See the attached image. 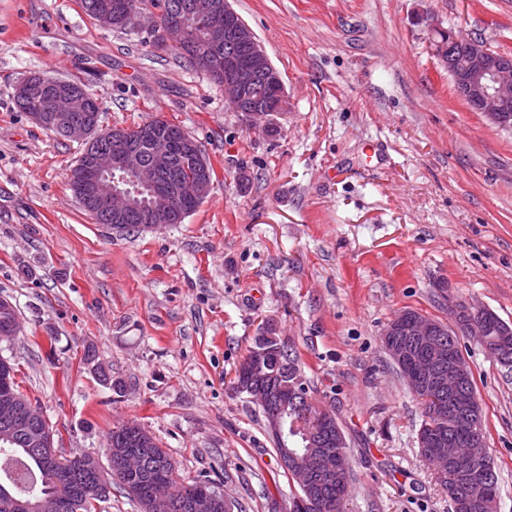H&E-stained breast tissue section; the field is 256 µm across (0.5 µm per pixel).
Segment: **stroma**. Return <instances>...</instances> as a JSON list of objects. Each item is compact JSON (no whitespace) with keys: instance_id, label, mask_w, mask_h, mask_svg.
<instances>
[{"instance_id":"35a3bbf8","label":"stroma","mask_w":512,"mask_h":512,"mask_svg":"<svg viewBox=\"0 0 512 512\" xmlns=\"http://www.w3.org/2000/svg\"><path fill=\"white\" fill-rule=\"evenodd\" d=\"M230 2L282 77L276 134L153 49L148 24L102 27L78 0H0V297L21 323L0 356L63 455L107 462L113 427L134 422L185 481L223 474L237 512H289L297 486L263 414L229 388L275 320L344 432V512H451L382 333L403 310L447 322L462 301L512 324V132L455 94L431 32L512 55V0ZM32 72L80 75L103 97L102 129L161 116L187 130L213 167L209 195L153 231L95 223L67 181L83 143L15 105ZM460 343L497 512H512V370Z\"/></svg>"}]
</instances>
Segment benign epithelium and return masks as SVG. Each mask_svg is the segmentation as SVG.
Here are the masks:
<instances>
[{
    "label": "benign epithelium",
    "mask_w": 512,
    "mask_h": 512,
    "mask_svg": "<svg viewBox=\"0 0 512 512\" xmlns=\"http://www.w3.org/2000/svg\"><path fill=\"white\" fill-rule=\"evenodd\" d=\"M202 20L207 24L205 51L198 57L201 70L205 72H224V97L229 100L236 112L245 115L249 126L253 127L269 116L247 108L244 102L254 84L263 79L279 90L280 99H285L284 85L280 73L272 65L264 47L253 31L231 7L229 0H188L175 8V12L164 16L157 10L141 11L133 14L130 2L112 5V15L100 14L97 21L107 27L113 26V18L124 14L131 17L136 25L140 19L150 20L151 32L158 36L156 48L167 50L173 46L190 47L192 36L180 14ZM232 35L238 42L246 45V56H237L224 49V36ZM448 41L462 46L465 51L464 62L456 65L448 60V75L451 77L457 94L476 112H481L495 126L503 130L512 128V57L492 52L484 43L462 38L448 31ZM52 87L49 107L36 108L29 113L38 125H62L67 137L86 144L81 162L83 170L79 173L82 183H92L95 187L97 204L110 212L117 223L112 230L123 232L126 225L119 223L134 206V201L126 191L115 188L106 177L116 171L142 175L151 187V209L155 217L166 223H179L190 214L193 201L204 199L212 190L214 182L209 166L203 159L198 141L179 126L166 127L161 124H148L135 130L114 127L110 130L99 128L98 114L91 111L94 105L89 93L74 88L66 80L51 79ZM87 112V120L79 125L68 124L69 113ZM109 136L127 143L120 151L104 152L98 146L99 140ZM180 152L185 159L197 164V175L189 185L170 183L164 179L174 152ZM12 303L0 297V313L5 314L0 323V340L10 339L18 334V321L8 316L12 312ZM469 316L465 335L479 339L485 350L494 357H501L495 346L488 344V326L485 315L488 309L482 305L468 303L455 310V313ZM279 333L276 323L267 321L255 336V345L251 347L253 355L263 352L264 344L277 341ZM383 336L386 351L392 361L405 376L406 382L415 394L430 390L446 392L453 396L468 371V364L456 359L447 364L448 351L440 337L437 322L425 315L404 310L387 323ZM303 387L302 380L295 377L292 382L280 383L264 393L255 392L250 400L266 405L271 399L285 393L295 395ZM460 425L457 438L465 443L469 451L460 455L454 452L442 453L448 459V497H455L457 484L461 481L474 485L484 479V472L476 463L488 458L486 441L479 426V410L472 400L456 401ZM16 406L9 380L0 374V413L10 414ZM16 429L25 433L28 445L40 451L45 465L53 466L57 452L52 447V431L49 424L32 431L21 423ZM305 438L317 441V448L292 456L281 461L295 478L302 490L312 486L316 476L332 481L338 473L334 471V452L332 447L346 446L342 431H337L336 441L326 440L314 426L305 432ZM419 447L441 448L446 446V435L442 430L431 427V431L419 436ZM174 490L169 484H159L147 499L145 512H168ZM40 502H32L24 496L6 493L0 499V512H38Z\"/></svg>",
    "instance_id": "benign-epithelium-1"
}]
</instances>
